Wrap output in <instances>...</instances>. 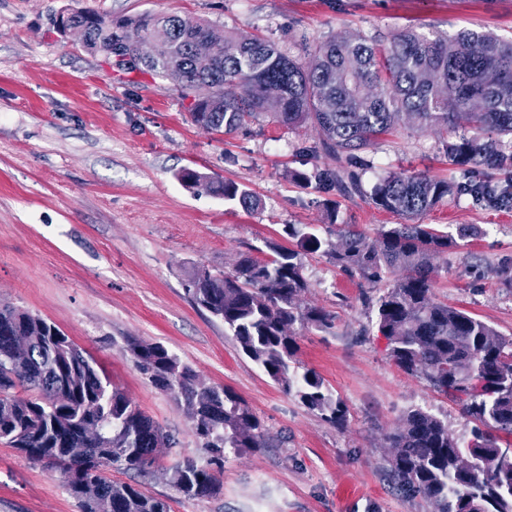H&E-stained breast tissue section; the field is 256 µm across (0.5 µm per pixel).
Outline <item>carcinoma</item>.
<instances>
[{"instance_id":"1","label":"carcinoma","mask_w":512,"mask_h":512,"mask_svg":"<svg viewBox=\"0 0 512 512\" xmlns=\"http://www.w3.org/2000/svg\"><path fill=\"white\" fill-rule=\"evenodd\" d=\"M62 18L86 30L87 49L110 51L129 70L140 62L130 54L126 33L156 39L148 71L173 82L185 97L194 83L210 82L211 97L196 103L190 116L216 132H234L261 113L288 127L311 122L322 133V147L351 162L404 116L425 130L453 128L461 118L473 132L446 144L445 153L454 166L488 171L482 179L461 184L399 173L366 191L357 175L345 178L339 169L297 178L325 191L363 195L377 209L409 219L463 195L491 208H512V39L483 30L442 36L411 29L382 47L336 33L317 44L313 62L304 66L268 40L231 35L217 49L212 73L203 75L193 69L191 49L209 30L204 23L142 13L114 24L89 9ZM226 87L239 93L229 95ZM491 171L507 174L505 183L493 180ZM177 179L247 212L260 206L233 181L213 182L184 169ZM283 232L297 240L298 249L272 244V258L243 255L223 274L197 265L185 280L186 294L221 318L239 350L286 393L341 426L344 402L314 371L300 374L291 367L298 348L295 325L330 330L336 323L335 313L304 301L309 284L302 252H321L372 284L399 273L375 301V324L389 357L407 375L452 397L476 425L471 436H458L437 415L407 410L385 435L393 449L386 465L390 481L404 497L428 503L431 512H512V450L501 440L512 436V337L433 293L434 258L475 236V229L383 224L369 242L351 225L338 224V244L305 224H287ZM58 334L43 318L0 305V441L58 470L94 473L103 487L97 502L82 499L67 484L80 512H172L166 500L106 476L105 468L143 471L151 449L174 439L112 387L84 350L74 344L62 348ZM125 351L157 389L185 408L209 454L204 464L184 457L171 468V482L184 498L219 492L217 472L226 453L268 447L263 423L232 391L203 385L161 344L129 339Z\"/></svg>"}]
</instances>
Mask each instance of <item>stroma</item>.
Masks as SVG:
<instances>
[{
    "mask_svg": "<svg viewBox=\"0 0 512 512\" xmlns=\"http://www.w3.org/2000/svg\"><path fill=\"white\" fill-rule=\"evenodd\" d=\"M83 7L109 19L149 12L189 17L216 33L259 36L307 64L315 43L342 32L387 44L409 28L453 34L486 30L512 38V0H0V304L54 324L96 360L175 447L160 448L147 473L112 471L169 500L173 512H430L397 496L384 467L385 434L421 407L451 432L469 434L460 405L389 358L364 296L371 284L322 253L304 255L309 302L335 312L330 331L296 327V364L314 370L346 404L335 427L283 391L239 350L221 319L198 308L183 283L193 266L232 271L239 256L270 258V243L295 247L287 224H313L335 238L329 213L375 239L402 216L359 195L302 186L292 175L338 168L316 127L287 128L268 114L225 134L192 122L191 98L171 82L121 69L60 33L59 14ZM443 127L400 124L362 152L354 171L364 189L393 173L456 182ZM190 168L247 187L260 201L246 212L177 180ZM418 223L470 224L476 237L434 260V293L512 336V288L495 270L512 258V209L470 196L437 207ZM159 343L200 382L243 399L263 423L269 446L227 454L222 490L182 497L170 468L207 453L184 408L130 360L127 339ZM0 512H80L59 473L0 442Z\"/></svg>",
    "mask_w": 512,
    "mask_h": 512,
    "instance_id": "35a3bbf8",
    "label": "stroma"
}]
</instances>
